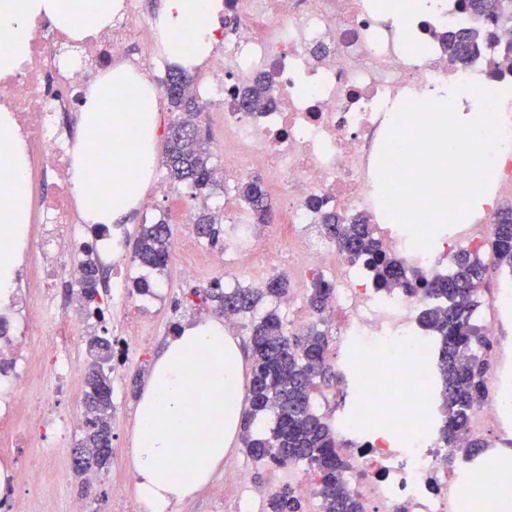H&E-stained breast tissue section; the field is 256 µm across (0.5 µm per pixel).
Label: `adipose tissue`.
Here are the masks:
<instances>
[{"label": "adipose tissue", "mask_w": 512, "mask_h": 512, "mask_svg": "<svg viewBox=\"0 0 512 512\" xmlns=\"http://www.w3.org/2000/svg\"><path fill=\"white\" fill-rule=\"evenodd\" d=\"M119 0H0V73L13 72L29 55L32 27L47 20L82 40L112 22ZM220 0H165L159 41L177 66L192 69L214 52L218 38L209 17ZM154 87L116 67L90 86L72 151V181L85 223L112 225L137 206L149 181L157 132ZM110 152L92 159L91 144ZM0 160L13 170L0 187V237L22 241L28 222L20 192L29 170L11 112L0 109ZM111 203H103V192ZM247 398L243 362L223 322L202 320L169 339L157 357L136 410L131 450L141 512H171L208 483L239 440ZM181 458V469L170 462Z\"/></svg>", "instance_id": "obj_1"}]
</instances>
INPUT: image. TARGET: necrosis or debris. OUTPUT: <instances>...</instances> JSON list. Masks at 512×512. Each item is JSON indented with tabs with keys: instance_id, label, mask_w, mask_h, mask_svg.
I'll return each mask as SVG.
<instances>
[{
	"instance_id": "necrosis-or-debris-1",
	"label": "necrosis or debris",
	"mask_w": 512,
	"mask_h": 512,
	"mask_svg": "<svg viewBox=\"0 0 512 512\" xmlns=\"http://www.w3.org/2000/svg\"><path fill=\"white\" fill-rule=\"evenodd\" d=\"M397 24L388 23L371 0H224L231 23L214 54L197 70L198 96L222 103L211 119L224 127V188L248 173H261L277 188L280 204L275 244L257 248L251 235L233 233L224 250L202 248L192 234L177 240L174 255L181 275L211 284L228 264L263 269L291 257L301 282L330 276L334 285L325 321L336 327V365L352 368L353 350L374 351L409 340L407 354L358 379L368 391L332 420L340 451L352 464L349 487L364 512H467L468 499L484 501V512H502L512 502L493 456L448 466V450L434 425L444 413L431 390L433 353L418 316L427 305L422 289L376 290L367 272L351 263L325 235L328 213L364 217L383 250L408 273L430 279L448 272L455 251L471 248L490 234L503 201H512V96L498 113L503 146L493 163L487 202L466 228L449 226L435 236L429 252L414 250L378 199L376 164L395 108L407 99H425L439 87L462 81L500 90L512 87V55L476 58L468 67L449 64L440 37L471 26L457 0H434L431 15L399 0ZM156 32L141 15L139 0H123L111 26L79 43L78 55L64 50L70 37L43 22L33 29L28 59L13 73L0 74V106L13 112L18 134L39 173L23 187L38 254L20 273V288L0 294V389L11 392L69 376L72 357L85 334L84 322L68 314L56 289L68 284L69 297H83L84 271L66 249V239L85 240L72 192L70 135L65 115L82 105L85 91L101 74L100 57L130 64L154 78ZM271 76L272 108L240 112L230 102L237 89L257 76ZM56 191L46 195L44 180ZM411 381L399 417L401 431L374 429L377 411L393 409L380 386L391 375ZM480 469L486 490L475 493L471 469ZM45 483L43 471L15 465L12 489L0 506L32 512L29 490Z\"/></svg>"
}]
</instances>
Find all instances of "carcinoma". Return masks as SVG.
<instances>
[{"label": "carcinoma", "instance_id": "carcinoma-1", "mask_svg": "<svg viewBox=\"0 0 512 512\" xmlns=\"http://www.w3.org/2000/svg\"><path fill=\"white\" fill-rule=\"evenodd\" d=\"M458 8L493 24L490 29L476 26L451 31L445 38L450 61L466 65L482 54L511 53L512 44L500 45L495 29L512 22V0H458ZM268 77L262 76L238 91L234 105L252 112L269 107L266 96ZM192 79L183 69L168 71L165 87L181 88L180 95H167L175 111L174 124L187 135H170L166 140V166L170 179L187 182L199 189L214 183L215 171L211 154L204 147L195 121L194 97L189 92ZM238 196L257 224L269 223L271 205L258 179L242 183ZM215 218L200 217L198 234L215 242L218 229ZM328 236L353 263L362 264L374 273L375 287L383 290L397 285L409 286V276L401 262L384 252L375 239L371 225L358 219L349 220L341 214L324 217ZM170 225L163 221L141 225L134 248L135 256L147 268L163 270L170 255ZM492 253L497 265L512 271V208L497 214L493 236L484 246L457 251L451 269L445 276L423 281V288L432 299L419 318L421 327L438 340L435 390L446 409L440 428L441 439L466 458L480 455L487 444L478 438H464L466 424L474 406L488 394L491 369V340L475 323L478 307L473 288L482 283L487 270L480 257L482 250ZM85 268L84 295L87 304L95 301L94 275L97 265L90 259ZM308 301L316 314H321L332 288L321 276H315L308 288ZM289 292L285 277L269 279L260 288H226L215 281L207 288L195 290L215 311L253 314L263 300L281 299ZM249 340L252 366L249 383V406L242 422L241 443L247 454L259 462L282 466L302 464L317 476V494L322 512H363L361 503L348 488L349 465L338 453L336 434L314 407L313 395L317 381H341L342 376L328 363V330L316 323L297 332L289 330L277 310L270 309L251 320ZM109 382L104 369L91 364L86 380L85 403L93 413L86 423L80 448L95 454L107 464L112 449L106 447L112 436V394H104L102 386ZM273 416V426L265 430L258 423ZM465 447L456 448L460 440ZM268 512H303L297 490L283 487L269 502Z\"/></svg>", "mask_w": 512, "mask_h": 512}]
</instances>
